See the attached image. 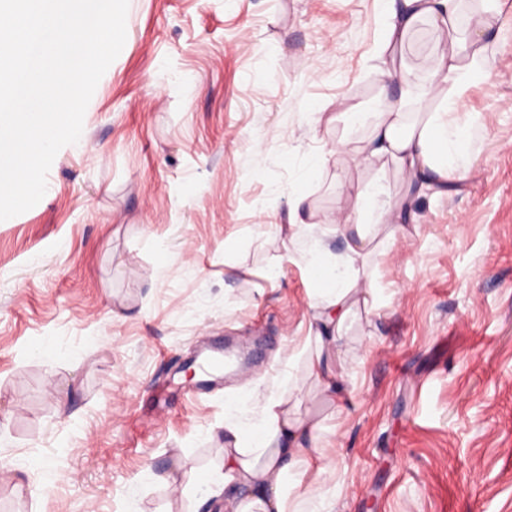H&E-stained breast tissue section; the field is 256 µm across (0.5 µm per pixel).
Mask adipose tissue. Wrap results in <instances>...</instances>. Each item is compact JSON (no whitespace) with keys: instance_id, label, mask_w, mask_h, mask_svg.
Listing matches in <instances>:
<instances>
[{"instance_id":"1","label":"adipose tissue","mask_w":512,"mask_h":512,"mask_svg":"<svg viewBox=\"0 0 512 512\" xmlns=\"http://www.w3.org/2000/svg\"><path fill=\"white\" fill-rule=\"evenodd\" d=\"M462 0H378L386 21L378 56H394L405 35L421 21H429L444 45L427 84L415 83L404 66L383 70L385 83L399 93L386 97L371 132L361 147L350 150L349 160L392 162L407 183L404 197L391 199L382 179L348 184L349 209L339 211L327 231L349 236L346 254L333 256L322 236L311 238L309 265L315 288L316 325L290 358L304 362L310 377L329 396L341 391L333 359L335 331L341 328L359 299L372 298L376 287L362 268L373 226H394L412 214L425 194L454 189L471 172L475 156L472 132L480 127L476 113L458 115L456 107L465 90L487 76L488 36L500 0H478L474 17L459 25ZM295 390H270L254 417L241 410L237 395H228L224 411V460L206 475L207 484L224 490V512H302L305 502L314 512H331L326 489L335 470L321 464L309 442L314 422L290 417L288 404Z\"/></svg>"}]
</instances>
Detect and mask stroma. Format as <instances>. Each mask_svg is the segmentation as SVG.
<instances>
[{
	"mask_svg": "<svg viewBox=\"0 0 512 512\" xmlns=\"http://www.w3.org/2000/svg\"><path fill=\"white\" fill-rule=\"evenodd\" d=\"M378 10L129 0L81 145L58 152L36 206L0 222V512H219L222 493L180 477L220 465L224 394L258 409L257 374L298 382L290 415L320 424L313 447L343 469L333 512H512V0L464 97L483 121L474 169L422 199L397 249L371 231L365 274L383 302L340 330L343 400L287 360L312 314L304 227L347 207L339 174L406 190L393 167L339 150L381 101ZM438 37L426 22L408 36L416 80ZM312 105L365 118L329 123ZM332 149L304 182L308 157ZM226 346L240 373L187 381L197 351Z\"/></svg>",
	"mask_w": 512,
	"mask_h": 512,
	"instance_id": "35a3bbf8",
	"label": "stroma"
}]
</instances>
